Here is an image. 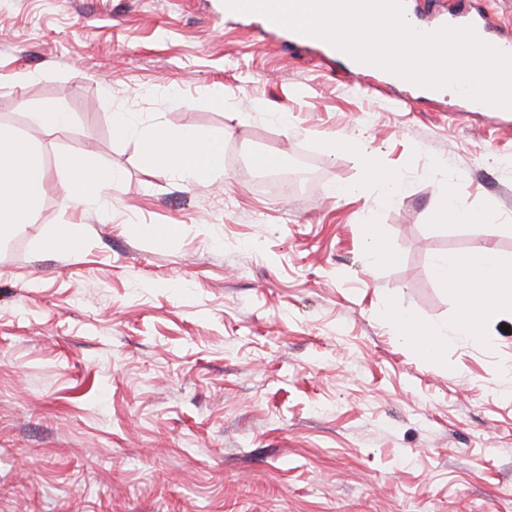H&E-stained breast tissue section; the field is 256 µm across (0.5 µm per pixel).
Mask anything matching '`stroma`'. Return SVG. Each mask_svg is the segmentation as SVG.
Returning a JSON list of instances; mask_svg holds the SVG:
<instances>
[{"label": "stroma", "instance_id": "stroma-1", "mask_svg": "<svg viewBox=\"0 0 512 512\" xmlns=\"http://www.w3.org/2000/svg\"><path fill=\"white\" fill-rule=\"evenodd\" d=\"M364 84L223 0H0V125L120 175L98 209L50 178L0 245V512H512V317L430 369L389 316L452 321L436 258L512 259V116ZM116 112L224 133L223 171L151 170ZM344 135L402 176L396 202L330 197L362 178ZM266 151L317 173L278 193ZM459 178L473 221H433ZM371 220L395 263L368 265ZM61 224L79 252L47 248ZM39 124L48 133H56L66 129L71 123V116L68 112H62L56 109H48L46 112H40Z\"/></svg>", "mask_w": 512, "mask_h": 512}]
</instances>
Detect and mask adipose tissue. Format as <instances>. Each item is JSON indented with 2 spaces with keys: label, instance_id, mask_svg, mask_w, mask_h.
<instances>
[{
  "label": "adipose tissue",
  "instance_id": "obj_1",
  "mask_svg": "<svg viewBox=\"0 0 512 512\" xmlns=\"http://www.w3.org/2000/svg\"><path fill=\"white\" fill-rule=\"evenodd\" d=\"M112 133L118 138H136L143 163L164 174L202 183L211 181L223 168L224 136L220 133L196 128L176 130L162 123L139 131L132 119L121 113L112 118ZM331 148L359 150L365 181L379 185L385 202L399 199L403 192L400 176L381 168L373 154L360 150L354 138L340 137ZM53 169L64 176L65 200L85 206L101 199L112 180L89 157L72 153L57 154L53 166H46L32 143L12 129L0 127V243L34 222ZM434 273L457 299L451 328L422 323L405 310L397 309L392 314L402 343L429 367L439 364L449 340L481 343L489 324L503 315H512V262L502 260L486 244H475L463 261L436 259Z\"/></svg>",
  "mask_w": 512,
  "mask_h": 512
}]
</instances>
